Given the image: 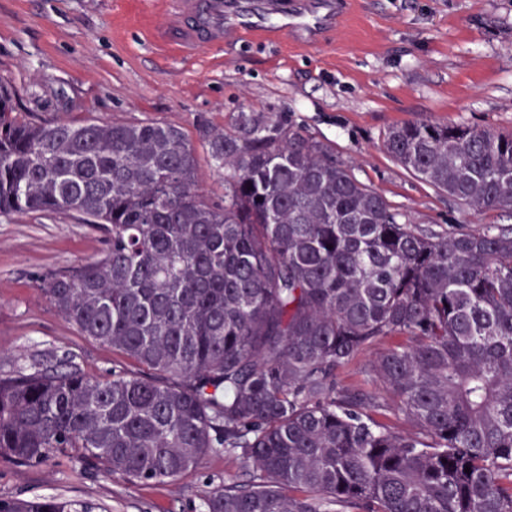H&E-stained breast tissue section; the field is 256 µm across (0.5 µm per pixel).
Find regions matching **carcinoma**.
I'll return each mask as SVG.
<instances>
[{"mask_svg": "<svg viewBox=\"0 0 512 512\" xmlns=\"http://www.w3.org/2000/svg\"><path fill=\"white\" fill-rule=\"evenodd\" d=\"M200 135L222 203L182 128L38 120L0 80V215L105 233L99 260L37 288L139 367L1 376L0 459L150 484L221 446L245 479L206 512H512V225L420 227L283 115ZM383 143L449 199L512 211V133L420 121ZM393 339L373 366L392 403L336 388ZM391 404L411 433L375 420ZM0 512L91 510L36 496Z\"/></svg>", "mask_w": 512, "mask_h": 512, "instance_id": "carcinoma-1", "label": "carcinoma"}]
</instances>
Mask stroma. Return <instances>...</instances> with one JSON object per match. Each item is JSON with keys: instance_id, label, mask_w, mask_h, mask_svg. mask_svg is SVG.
Segmentation results:
<instances>
[{"instance_id": "obj_1", "label": "stroma", "mask_w": 512, "mask_h": 512, "mask_svg": "<svg viewBox=\"0 0 512 512\" xmlns=\"http://www.w3.org/2000/svg\"><path fill=\"white\" fill-rule=\"evenodd\" d=\"M290 0H224V39L183 46L166 0H0V79L16 109L48 120L152 121L180 126L195 148L199 186L224 198V170L199 129L236 112H288L357 178L422 227L512 224V214L448 201L383 147L392 125L430 121L512 132V0H352L319 42L239 31ZM99 229L74 214L0 216V376L66 364L111 378L121 356L82 336L36 286L39 276L99 259ZM375 350L336 373V386L380 392ZM244 467L223 448L174 481L135 485L59 456L38 467L0 460V497L56 495L99 512H204L215 487Z\"/></svg>"}]
</instances>
